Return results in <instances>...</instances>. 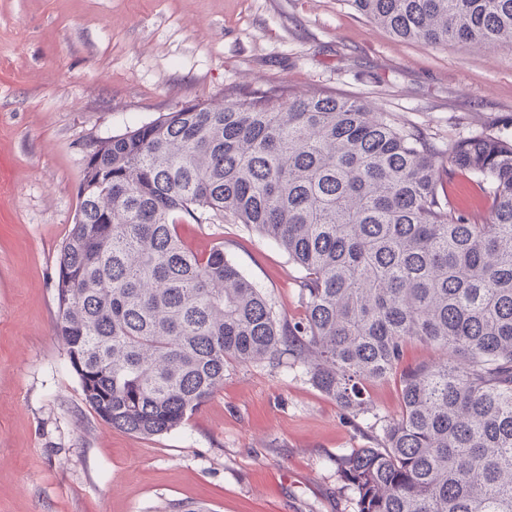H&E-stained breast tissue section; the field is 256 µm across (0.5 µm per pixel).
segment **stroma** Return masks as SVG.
<instances>
[{
    "label": "stroma",
    "mask_w": 512,
    "mask_h": 512,
    "mask_svg": "<svg viewBox=\"0 0 512 512\" xmlns=\"http://www.w3.org/2000/svg\"><path fill=\"white\" fill-rule=\"evenodd\" d=\"M284 88L354 96L437 144L512 137V47L406 41L349 0H0V512H354L336 458L383 443L396 379L349 412L302 365H231L145 439L85 404L55 334L57 257L87 144L192 102ZM289 319L300 271L241 224H185Z\"/></svg>",
    "instance_id": "stroma-1"
}]
</instances>
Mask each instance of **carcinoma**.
<instances>
[{"label":"carcinoma","instance_id":"obj_1","mask_svg":"<svg viewBox=\"0 0 512 512\" xmlns=\"http://www.w3.org/2000/svg\"><path fill=\"white\" fill-rule=\"evenodd\" d=\"M411 41L512 46V0H350ZM490 201L459 208L445 164ZM244 224L300 268L279 318L184 224ZM85 403L144 438L178 429L224 369L288 357L340 406L398 379L380 448L336 459L354 512H512V140L437 147L371 105L272 90L196 104L96 141L55 283ZM420 342L437 359L402 366Z\"/></svg>","mask_w":512,"mask_h":512}]
</instances>
